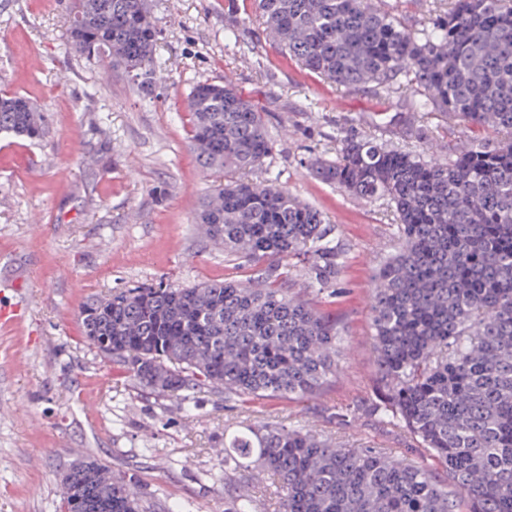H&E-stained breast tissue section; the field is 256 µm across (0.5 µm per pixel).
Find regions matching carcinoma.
<instances>
[{
	"label": "carcinoma",
	"instance_id": "cac0c4a2",
	"mask_svg": "<svg viewBox=\"0 0 512 512\" xmlns=\"http://www.w3.org/2000/svg\"><path fill=\"white\" fill-rule=\"evenodd\" d=\"M75 53L139 78L152 92L158 39L146 0H68ZM278 50L351 91L398 79L413 107L497 133L441 163L373 138L341 140L313 174L365 200L385 199L397 246L370 297L378 371L371 413L443 464L453 488L423 466L374 447L346 448L306 428L242 424L224 435V474L255 464L280 488L277 512H512V0H448L410 31L379 0H256ZM197 165L224 177L195 220L224 260L260 268L243 282L114 290L79 308L84 336L155 394L189 389L226 401L318 394L336 374V320L292 294L301 262L318 294L334 292L341 249L315 208L246 174L273 152L266 114L235 86L203 83L188 103ZM43 112L0 95V135L38 140ZM65 512H148L131 478L87 459L70 468ZM225 512H261L241 485Z\"/></svg>",
	"mask_w": 512,
	"mask_h": 512
}]
</instances>
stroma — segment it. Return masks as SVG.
I'll use <instances>...</instances> for the list:
<instances>
[{"mask_svg": "<svg viewBox=\"0 0 512 512\" xmlns=\"http://www.w3.org/2000/svg\"><path fill=\"white\" fill-rule=\"evenodd\" d=\"M64 2L0 0V93L29 98L48 120L42 139L0 136V286L20 283L32 299L24 323L0 327V512H60L62 473L89 456L134 478L155 512H224V430L246 420L303 424L447 480L402 429L367 412L376 379L369 297L393 248V209L322 182L310 165L335 158L348 135L417 152L436 142L448 161L475 145L471 127L414 111L403 92H348L308 74L267 41L254 0H150L158 41L147 96L124 69L70 49ZM227 80L267 114L274 150L252 179L318 209L344 251L335 294L311 297L341 328L338 371L306 400L160 397L80 336L89 297L252 277L194 222L214 177L190 149L188 97Z\"/></svg>", "mask_w": 512, "mask_h": 512, "instance_id": "obj_1", "label": "stroma"}]
</instances>
